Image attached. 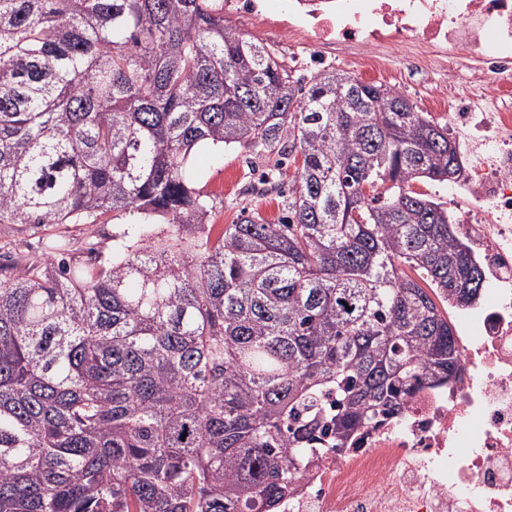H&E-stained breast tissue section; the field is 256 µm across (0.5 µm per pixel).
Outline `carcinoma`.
I'll list each match as a JSON object with an SVG mask.
<instances>
[{
  "label": "carcinoma",
  "instance_id": "1",
  "mask_svg": "<svg viewBox=\"0 0 512 512\" xmlns=\"http://www.w3.org/2000/svg\"><path fill=\"white\" fill-rule=\"evenodd\" d=\"M301 157L286 221L217 236L201 146ZM448 125L294 81L218 0H0V224L124 225L112 260L0 265V512H278L317 451L458 378L483 272ZM420 271L427 287L406 275ZM450 186H453V184H448V187H446L438 183L422 181L415 182L413 189L419 193L427 194L431 196L434 201L441 203L443 207L448 210V215L454 224L455 209L458 206V201L456 197H448V188Z\"/></svg>",
  "mask_w": 512,
  "mask_h": 512
}]
</instances>
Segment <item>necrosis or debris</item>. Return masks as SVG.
I'll use <instances>...</instances> for the list:
<instances>
[{"label":"necrosis or debris","mask_w":512,"mask_h":512,"mask_svg":"<svg viewBox=\"0 0 512 512\" xmlns=\"http://www.w3.org/2000/svg\"><path fill=\"white\" fill-rule=\"evenodd\" d=\"M284 11L289 35L311 47L365 48V75L390 49L468 82L438 99L468 165L457 229L489 291L448 310L460 378L423 386L399 415L319 453L280 512H512V0H284ZM489 92L493 108L475 114Z\"/></svg>","instance_id":"necrosis-or-debris-1"}]
</instances>
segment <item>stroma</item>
Returning <instances> with one entry per match:
<instances>
[{
    "label": "stroma",
    "instance_id": "stroma-1",
    "mask_svg": "<svg viewBox=\"0 0 512 512\" xmlns=\"http://www.w3.org/2000/svg\"><path fill=\"white\" fill-rule=\"evenodd\" d=\"M238 31L263 42L275 51L279 62L292 79L308 83L322 70H337L351 76L359 71L350 59L353 47L320 52L303 43H289L287 35L268 37L263 22L242 18L236 24ZM442 72L429 70L409 77L395 74L377 76L376 84L403 94L421 112L429 113L439 122H447L443 105L437 104L434 90L442 81ZM281 166L286 178H293L295 164H279L277 155L255 156L238 148L220 151L203 150L194 156L192 168L199 185L212 193L215 207L210 221L217 227L235 223L240 214L258 209L262 217L272 223L279 222L284 211L276 196L259 198L245 193V186L262 171ZM118 224H0V263L18 256L32 255L70 263H85L93 259L107 261L116 245L114 235Z\"/></svg>",
    "mask_w": 512,
    "mask_h": 512
}]
</instances>
